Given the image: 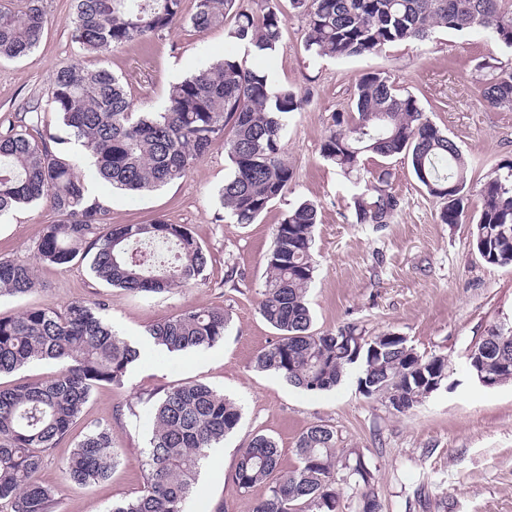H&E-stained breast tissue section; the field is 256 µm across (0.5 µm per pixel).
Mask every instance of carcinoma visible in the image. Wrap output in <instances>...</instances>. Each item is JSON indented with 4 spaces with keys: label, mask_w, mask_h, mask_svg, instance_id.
<instances>
[{
    "label": "carcinoma",
    "mask_w": 512,
    "mask_h": 512,
    "mask_svg": "<svg viewBox=\"0 0 512 512\" xmlns=\"http://www.w3.org/2000/svg\"><path fill=\"white\" fill-rule=\"evenodd\" d=\"M305 16L301 45L311 57H353L380 52L396 42L420 44L435 28L464 33L475 27L512 50V0H289ZM184 22L204 34L228 27L227 35L256 55L280 45L286 17L268 6L253 10L245 0H75L74 38L89 55L142 43ZM44 33L39 0L14 9L0 5V58L32 53ZM480 88L492 107L512 110V66L499 60L480 65ZM304 99L290 87L274 91L268 74L234 57L200 63L189 77L170 86L158 111L137 112L121 78L103 66L73 62L57 68L47 97L63 134L36 139L28 124L41 122L35 104L19 128L0 134V216L41 201L59 216L46 225L35 260L65 265L92 255L100 282L132 293H161L198 283L207 254L183 224L156 219L148 224H109L107 210L87 194L69 154L78 143L112 187L130 193L159 189L186 176L212 146L222 141L232 172L219 190L221 208L236 224H253L277 199L286 197L294 170L284 156L288 116ZM323 158L345 173L361 167L363 156L408 159L429 195L445 201L439 219L460 224L467 193L482 200L472 232L473 246L489 264L512 265V163L472 185L457 146L435 126L415 97L397 92L379 73L356 83L354 107L337 115L321 144ZM373 194L353 197L358 224H387L399 206L382 185L387 172H373ZM317 206L303 201L289 209L274 230L266 257L260 312L278 331V340L260 351L255 367L273 371L305 391L335 388L351 365L363 362L358 385L367 397L391 387L409 410L427 398L421 381L443 382L448 359L419 354L407 339H365L356 329H313L308 292ZM36 287L34 264L0 261V297H20ZM103 304L78 300L64 310L30 308L0 317V374L34 361L55 360L57 373L41 381L0 386V512H56L54 488L38 480L44 458L77 423L95 388L123 384L138 351L112 330ZM222 308H191L147 330L150 341L168 352L209 348L224 339ZM381 349L371 354V345ZM512 362V331L491 329L468 355L476 379L502 383V362ZM241 419L234 401L203 382L167 389L154 405L145 485L136 498L110 512H185L201 463L232 433ZM297 465L282 467L276 441L253 435L236 464L235 483L243 493L268 486L250 512H336L337 485L360 492L359 512H377L372 473L361 459L336 448V433L317 424L296 442ZM120 459L112 426L99 423L62 459L67 481L91 487L106 480Z\"/></svg>",
    "instance_id": "1"
}]
</instances>
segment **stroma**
Here are the masks:
<instances>
[{
  "mask_svg": "<svg viewBox=\"0 0 512 512\" xmlns=\"http://www.w3.org/2000/svg\"><path fill=\"white\" fill-rule=\"evenodd\" d=\"M270 2L284 11L287 27L268 57L229 41L223 29L202 35L186 24L120 52L86 57L73 37L72 0H42L47 23L40 47L19 61L0 59V132L15 124L23 103L46 99L56 67L80 59L119 75L141 110L160 108L171 83L201 61L227 54L265 70L273 87H291L306 100L289 116L283 138L294 169L290 190L252 224L217 218L218 192L231 173L223 143L184 178L137 197L113 191L89 163H81L79 173L104 200L109 222L142 224L162 217L186 225L209 261L195 287L148 295L101 283L87 258L61 266L36 263L34 291L0 297V317L30 307L61 311L76 300L101 301L105 321L140 345L123 386L94 390L71 435L45 457L39 477L57 490L58 512H108L112 504L140 495L153 395L199 380L235 399L242 418L211 450L187 512H249L267 488L261 484L240 493V448L255 433L268 434L289 469L297 462L298 437L315 424L335 431L341 451L364 459L382 512H512V381L484 387L467 365L470 350L489 329L512 326V266L485 262L472 244L480 198L470 196L465 223H440L441 201L421 186L404 156L384 160L369 154L360 171L388 169V190L400 205L388 224H358L353 195L360 172L344 174L320 153L334 113L349 112L358 79L380 72L398 92L417 98L428 119L459 146L471 179L482 180L512 162V111L491 108L482 98L478 65L493 56L511 60L512 50L481 29L460 35L437 28L419 46L401 42L366 56L314 59L301 47L303 17L290 11L289 0ZM304 200L318 207L316 271L308 293L314 328L352 326L365 337L393 332L422 355L446 357L447 379L421 405L399 413L385 398L364 396L357 364L336 389L316 393L255 368L257 353L278 336L259 310L265 258L276 224ZM57 219L44 204L0 217V260L33 261L44 226ZM232 269L242 273L241 281L228 282ZM191 307L224 309L223 341L179 353L147 344V327ZM100 422L111 423L120 462L107 480L73 486L64 481L60 462Z\"/></svg>",
  "mask_w": 512,
  "mask_h": 512,
  "instance_id": "stroma-1",
  "label": "stroma"
}]
</instances>
